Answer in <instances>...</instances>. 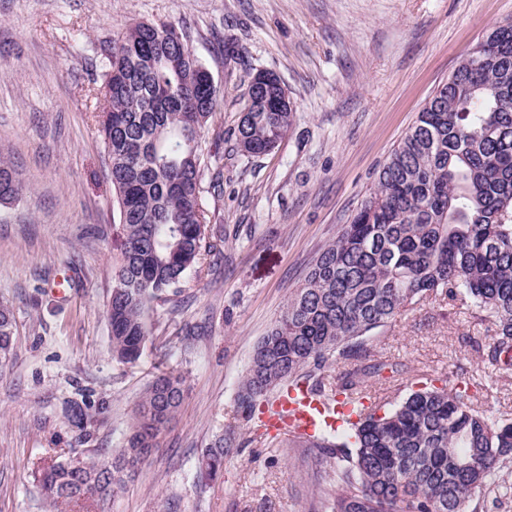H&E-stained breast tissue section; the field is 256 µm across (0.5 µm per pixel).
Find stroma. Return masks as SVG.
<instances>
[{"label":"stroma","instance_id":"1","mask_svg":"<svg viewBox=\"0 0 512 512\" xmlns=\"http://www.w3.org/2000/svg\"><path fill=\"white\" fill-rule=\"evenodd\" d=\"M180 27L224 100L202 132V208L224 227L204 260L153 302L141 358L112 357L106 305L123 231L95 93L112 39L139 22ZM512 0H0V156L20 199L0 204V301L15 315L0 360V512H50L41 459L110 461L160 371L184 399L141 473L72 512H319L313 481L336 469L238 416L258 340L314 258L348 224L436 88ZM276 74L296 112L278 146L247 157L232 132L254 73ZM461 301L430 297L376 330L373 358L402 372L373 393L473 374L475 405L512 418V372ZM234 441L221 481L194 480L218 435Z\"/></svg>","mask_w":512,"mask_h":512}]
</instances>
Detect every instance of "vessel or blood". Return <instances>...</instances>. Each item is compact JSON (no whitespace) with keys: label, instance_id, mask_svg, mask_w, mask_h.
I'll use <instances>...</instances> for the list:
<instances>
[{"label":"vessel or blood","instance_id":"vessel-or-blood-1","mask_svg":"<svg viewBox=\"0 0 512 512\" xmlns=\"http://www.w3.org/2000/svg\"><path fill=\"white\" fill-rule=\"evenodd\" d=\"M323 403L313 398L306 389L283 388L266 406L263 420L269 432H312L320 415L324 414Z\"/></svg>","mask_w":512,"mask_h":512}]
</instances>
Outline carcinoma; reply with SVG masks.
Wrapping results in <instances>:
<instances>
[{
	"label": "carcinoma",
	"instance_id": "cac0c4a2",
	"mask_svg": "<svg viewBox=\"0 0 512 512\" xmlns=\"http://www.w3.org/2000/svg\"><path fill=\"white\" fill-rule=\"evenodd\" d=\"M285 87L271 85L234 129L247 156L278 145L294 118ZM99 93L101 132L115 189L124 249L106 316L112 356L134 363L149 329L148 305L199 270L206 251L199 138L223 91L184 32L169 22L138 23L113 42ZM20 188L0 160V202ZM463 298L492 333L485 359L512 369V22L492 27L418 113L351 222L315 259L304 283L254 349L236 394L248 421L279 387L301 385L351 404L336 425L291 441L336 458L317 493L321 512H476V494L496 503L511 487L512 418L468 402V382L423 384L401 399L369 396L385 365L368 336L430 296ZM0 303V359L14 335ZM343 370L336 371L337 366ZM185 376L157 375L142 391L131 433L108 465L78 456L41 461L54 512L100 503L141 471L183 401ZM224 437L201 453L196 477L224 475Z\"/></svg>",
	"mask_w": 512,
	"mask_h": 512
}]
</instances>
